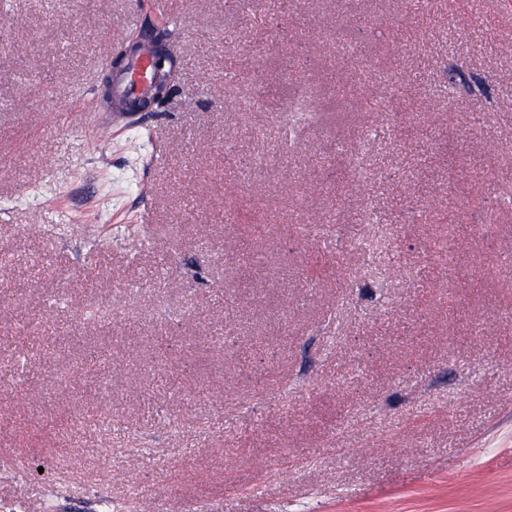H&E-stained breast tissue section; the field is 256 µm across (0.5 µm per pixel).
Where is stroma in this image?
I'll return each mask as SVG.
<instances>
[{
	"label": "stroma",
	"instance_id": "stroma-1",
	"mask_svg": "<svg viewBox=\"0 0 512 512\" xmlns=\"http://www.w3.org/2000/svg\"><path fill=\"white\" fill-rule=\"evenodd\" d=\"M469 2L0 0V512H512V0ZM151 60L149 51L129 57L125 71L118 73L113 80L114 95L125 102L148 95L152 81Z\"/></svg>",
	"mask_w": 512,
	"mask_h": 512
}]
</instances>
